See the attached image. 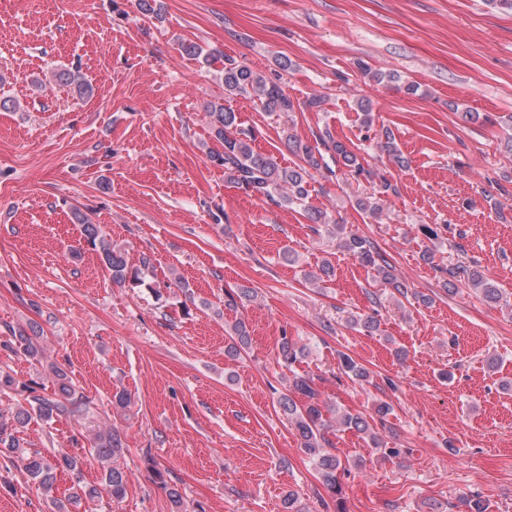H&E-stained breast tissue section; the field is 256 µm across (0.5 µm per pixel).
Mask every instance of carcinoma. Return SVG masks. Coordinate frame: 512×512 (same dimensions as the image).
<instances>
[{"mask_svg": "<svg viewBox=\"0 0 512 512\" xmlns=\"http://www.w3.org/2000/svg\"><path fill=\"white\" fill-rule=\"evenodd\" d=\"M222 79L226 98L249 95L257 99L268 112L295 111L294 100L280 85L268 81L260 72L245 63L233 59L224 60ZM52 80L61 86L73 88L80 94L89 89L87 81L77 68L56 70L52 73ZM206 115L212 133L222 144V150L210 153L209 159L224 167V173L231 181L259 199L309 209L308 179L310 171L321 168L323 155L320 150L303 144L288 134L285 139L302 156L303 164L282 167L273 157L254 150L250 140L240 137L239 133L234 131L236 114L231 108L222 103H214L208 106ZM320 141L325 149L331 152L337 170L354 178L366 174V170L358 162L357 155L345 143L334 140L328 134L320 138ZM378 147L396 163H405L389 131L382 132ZM356 206L371 218L382 219L384 203L381 197L374 194L360 196L356 199ZM77 220L81 224L83 241L97 253L102 267L113 283L128 284L133 288H148L157 299L163 298L162 292L147 281L146 272L151 265L148 257H142L137 266L129 264L125 249L112 244V241L103 235L100 225L93 224L81 216L77 217ZM344 229L345 225L334 223L328 233L336 235L339 247L347 254L363 266L371 268L377 281L403 296L407 295V285L392 273V266L377 251L374 243L364 235L345 234ZM446 285L454 289L459 286L471 288L489 303L503 300L502 289L498 288L494 279L478 268L462 262L448 267ZM227 335L228 355L235 357L248 347L250 332L244 321L237 320L231 324ZM39 338L38 326L32 325L27 331L12 332V339L5 347L40 363L45 359V349L39 344ZM339 365L343 373L353 380L365 381L368 378L365 368L345 354L339 356ZM45 374L52 379L54 392L50 395L44 394L43 384L36 381L23 384L21 391L26 393L27 406L17 409L11 421H0V443L7 445L19 469L47 492L53 487L56 470H69L77 474L84 463V456L96 459L103 467L102 487L79 486L67 502L55 500L53 505L55 512H70L71 505L82 506L85 512H98V502L103 497L119 501L126 493L127 476L118 463L123 453L122 438L115 429H100L90 442V447L85 449V454L61 453L51 459L38 451L22 448L17 433L19 429L26 427L33 417L48 421L55 414L64 411L66 405H77L82 402V396L79 395L67 372L49 363L46 365ZM277 404L283 416L294 426L303 453L319 469L326 485L331 490H336L337 473L346 470V464L327 450L329 440L325 433L331 424L324 419L320 392L316 389L314 380L308 376L293 374L288 389L278 395ZM340 424L359 434L369 435L374 447H383L378 435L372 433L371 424L366 417L345 413L340 418Z\"/></svg>", "mask_w": 512, "mask_h": 512, "instance_id": "1", "label": "carcinoma"}]
</instances>
